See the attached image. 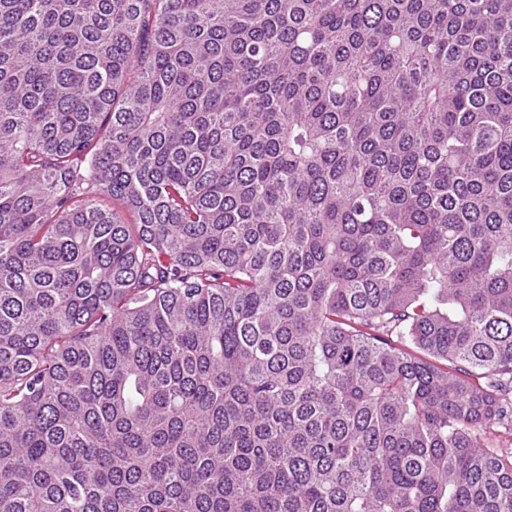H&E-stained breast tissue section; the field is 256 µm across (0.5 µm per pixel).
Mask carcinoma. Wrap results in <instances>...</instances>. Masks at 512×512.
<instances>
[{"label":"carcinoma","instance_id":"1","mask_svg":"<svg viewBox=\"0 0 512 512\" xmlns=\"http://www.w3.org/2000/svg\"><path fill=\"white\" fill-rule=\"evenodd\" d=\"M512 0H0V512H512Z\"/></svg>","mask_w":512,"mask_h":512}]
</instances>
